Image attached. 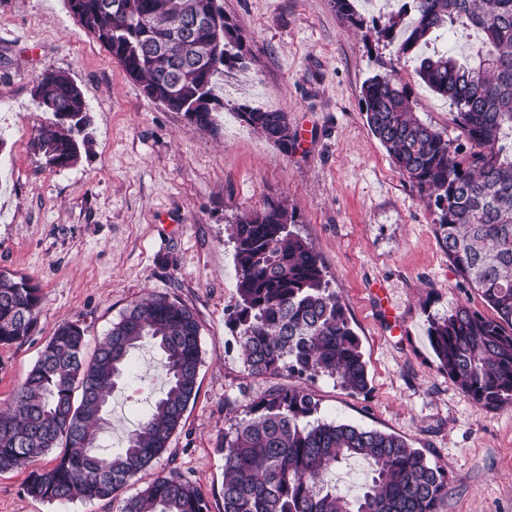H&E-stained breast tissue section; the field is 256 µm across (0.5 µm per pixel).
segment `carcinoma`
<instances>
[{
    "label": "carcinoma",
    "instance_id": "obj_1",
    "mask_svg": "<svg viewBox=\"0 0 512 512\" xmlns=\"http://www.w3.org/2000/svg\"><path fill=\"white\" fill-rule=\"evenodd\" d=\"M354 0L336 8L354 25L364 20ZM413 22L398 37L405 13L373 21L398 56L418 61L416 74L455 109L452 141L412 112L410 93L391 74L362 87L371 134L395 168L417 188L435 215V234L448 264L492 309L486 316L465 304L428 319L427 336L439 369L473 403L512 404V0H404ZM191 5L209 18L192 43L220 41L202 61L172 46L180 11ZM82 28L112 55L151 101L194 114L202 130L216 128L224 98L215 92L224 68L244 64L239 28L222 0H68ZM462 27L480 34L461 61L421 55L439 32ZM35 98L51 115L31 141L51 168L74 165L91 147L83 94L61 70L48 66ZM234 112L283 150L295 136L285 113L239 106ZM295 211L270 202L231 225L236 298L227 325L243 366L254 378L296 376L337 380L354 394L367 390V362L336 291L309 243L292 230ZM43 303L25 276L0 272V346L28 338ZM146 340L161 351L165 389L131 430L123 447H103L112 395ZM201 325L175 297L150 294L112 323L105 340L85 356V329L58 325L11 405L0 411V472L29 466L54 448L55 463L30 471L26 491L48 502L112 500L169 448L198 392ZM244 417L224 431L223 512H442L447 471L403 438L377 429L308 418L319 401L305 387L273 385L256 400L224 399ZM363 461L370 478L355 497L330 476L344 462ZM121 512H209L206 493L175 470L158 475L123 500Z\"/></svg>",
    "mask_w": 512,
    "mask_h": 512
}]
</instances>
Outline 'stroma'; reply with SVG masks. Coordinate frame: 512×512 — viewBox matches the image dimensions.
Returning <instances> with one entry per match:
<instances>
[{
    "mask_svg": "<svg viewBox=\"0 0 512 512\" xmlns=\"http://www.w3.org/2000/svg\"><path fill=\"white\" fill-rule=\"evenodd\" d=\"M356 9L360 27L333 0H224L252 54L225 71V109L207 133L149 100L67 0H0V272L30 276L44 297L33 334L0 347V405L62 321H80L90 353L151 292L177 297L201 324L197 397L167 452L126 495L174 468L201 486L210 512H223L217 443L234 421L224 399L269 386L247 374L225 323L236 284L229 226L282 201L341 298L369 373L363 394L329 377L311 383L318 419L421 449L448 472L443 512H512V405L489 410L468 400L439 369L426 335L429 317L456 304L489 308L460 283L432 211L368 129L362 86L395 72L419 119L451 139L453 108L419 80L416 60L378 38L372 21L392 14L391 0H356ZM49 65L70 74L90 109L93 148L66 168L45 166L30 148L47 120L34 88ZM242 104L286 113L293 149L238 119ZM159 357L149 345L136 352L112 400L109 446L122 445L161 391ZM27 475L0 472V512H120L117 499L33 498Z\"/></svg>",
    "mask_w": 512,
    "mask_h": 512,
    "instance_id": "1",
    "label": "stroma"
}]
</instances>
